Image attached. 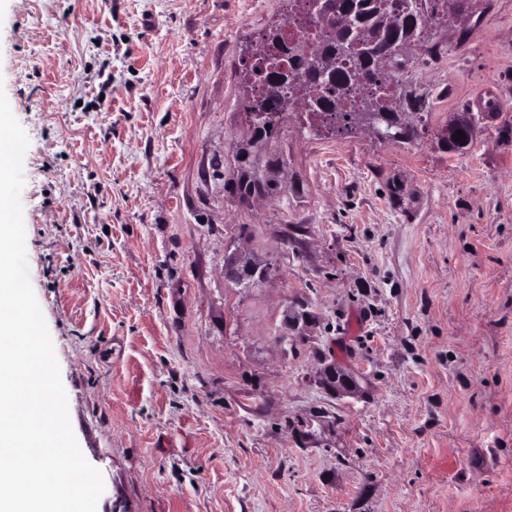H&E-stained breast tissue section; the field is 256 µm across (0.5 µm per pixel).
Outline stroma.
<instances>
[{"mask_svg": "<svg viewBox=\"0 0 512 512\" xmlns=\"http://www.w3.org/2000/svg\"><path fill=\"white\" fill-rule=\"evenodd\" d=\"M284 0H0L29 279L96 512H512V0L409 48L414 144L285 115V189L229 192ZM467 39H460V31ZM501 102L471 149L455 113ZM306 227L307 260L282 233ZM272 265L247 288L232 254ZM316 323L282 348L283 316ZM363 377L339 400L321 359ZM328 411L303 444L287 420ZM315 314L311 310L309 303L305 300H299L295 305L289 308L286 316L289 336H283L279 339L280 346L294 344L303 338L304 330L314 321Z\"/></svg>", "mask_w": 512, "mask_h": 512, "instance_id": "35a3bbf8", "label": "stroma"}]
</instances>
